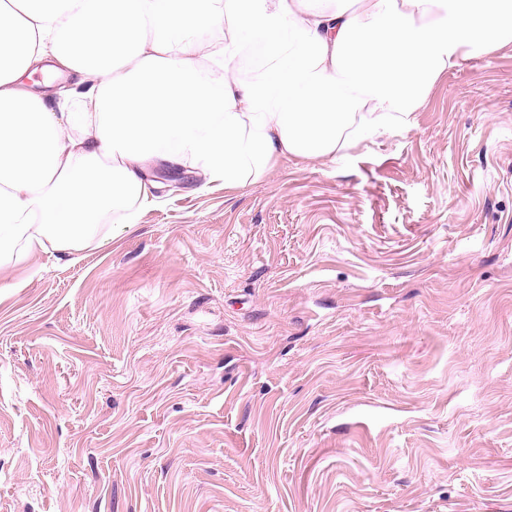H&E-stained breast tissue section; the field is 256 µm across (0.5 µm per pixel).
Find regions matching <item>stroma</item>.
Instances as JSON below:
<instances>
[{
	"label": "stroma",
	"mask_w": 512,
	"mask_h": 512,
	"mask_svg": "<svg viewBox=\"0 0 512 512\" xmlns=\"http://www.w3.org/2000/svg\"><path fill=\"white\" fill-rule=\"evenodd\" d=\"M105 229L0 278V512H512V45Z\"/></svg>",
	"instance_id": "35a3bbf8"
}]
</instances>
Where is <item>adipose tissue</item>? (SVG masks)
Here are the masks:
<instances>
[{"mask_svg": "<svg viewBox=\"0 0 512 512\" xmlns=\"http://www.w3.org/2000/svg\"><path fill=\"white\" fill-rule=\"evenodd\" d=\"M512 44V0H0V274L158 204L336 167Z\"/></svg>", "mask_w": 512, "mask_h": 512, "instance_id": "adipose-tissue-1", "label": "adipose tissue"}]
</instances>
